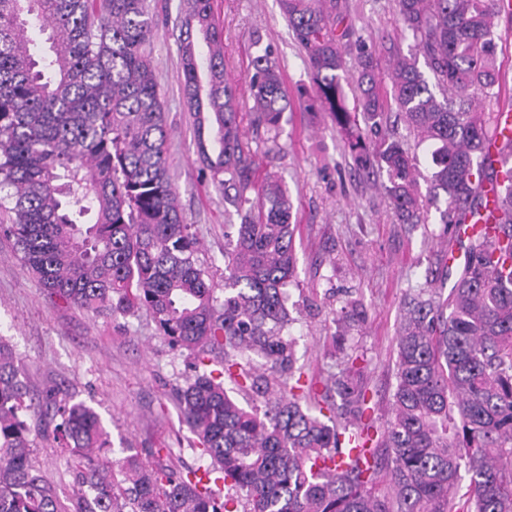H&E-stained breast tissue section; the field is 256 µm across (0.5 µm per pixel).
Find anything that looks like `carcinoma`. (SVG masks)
<instances>
[{
  "mask_svg": "<svg viewBox=\"0 0 512 512\" xmlns=\"http://www.w3.org/2000/svg\"><path fill=\"white\" fill-rule=\"evenodd\" d=\"M188 4L178 41L198 154L242 211L224 246V299L177 203L147 0H0V229L50 294L97 315L145 311L194 355L175 400L209 464L154 467L135 448L103 462L96 412L56 402L55 439L74 457L64 505L32 458L38 405L0 341V512H512V167L492 155L512 147L495 24L512 0H396L428 77L394 45L385 61L359 52L348 73L339 0H280L324 111L348 130L355 161L386 175L397 220L425 224L444 198L448 254L465 256L445 272L447 298L405 296L381 431L350 377L358 357L320 394L295 370L292 203L276 176L256 177L241 139L212 0ZM33 19L52 54L30 47ZM253 69V124L277 134L288 97L269 49ZM391 107L414 143L388 128ZM215 353L222 370L203 369ZM226 377L262 394L263 412L229 394ZM337 396L352 423L338 421Z\"/></svg>",
  "mask_w": 512,
  "mask_h": 512,
  "instance_id": "obj_1",
  "label": "carcinoma"
}]
</instances>
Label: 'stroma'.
Masks as SVG:
<instances>
[{"mask_svg":"<svg viewBox=\"0 0 512 512\" xmlns=\"http://www.w3.org/2000/svg\"><path fill=\"white\" fill-rule=\"evenodd\" d=\"M158 20L153 61L167 112L168 154L178 203L199 241L198 257L224 284V227L240 216L204 169L193 118L182 93L178 26L185 0H148ZM354 39L375 56L390 41L413 50L395 0H342ZM223 32L224 74L236 87L239 123L260 171L276 174L288 189L296 254L295 278L287 287L296 338V365L305 379L323 381L341 371L343 356L360 355L357 380L365 384L371 415L384 426L396 385V336L407 291L440 273L447 225L438 212L415 227L398 223L381 187L382 177L359 166L347 137L323 112L308 58L279 8L278 0H213ZM278 62L289 108L269 151L265 134L250 119L249 78L260 47ZM360 315L340 319L346 303ZM0 341L15 352L33 401L47 395L82 402L99 415L110 446L159 449L160 461L184 468L200 459L172 397L194 373L195 360L174 348L146 312L99 317L48 295L22 267L12 238L0 234ZM44 419L34 441L37 466L58 484L69 480L70 459Z\"/></svg>","mask_w":512,"mask_h":512,"instance_id":"1","label":"stroma"}]
</instances>
